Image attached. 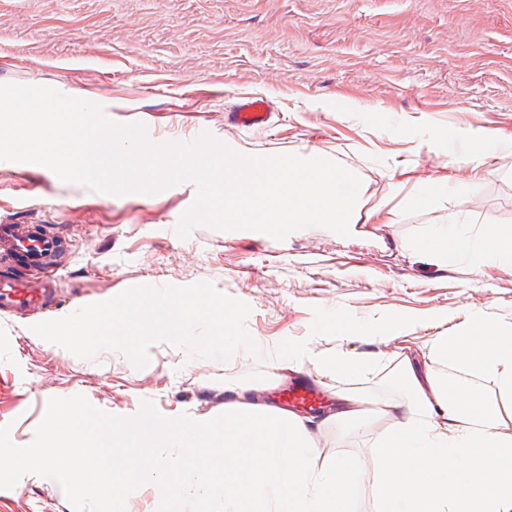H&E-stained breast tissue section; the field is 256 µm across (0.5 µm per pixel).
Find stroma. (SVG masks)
<instances>
[{"label":"stroma","mask_w":512,"mask_h":512,"mask_svg":"<svg viewBox=\"0 0 512 512\" xmlns=\"http://www.w3.org/2000/svg\"><path fill=\"white\" fill-rule=\"evenodd\" d=\"M47 86L100 105L114 122H142L161 142L209 133L249 156H326L362 180L369 206L343 237L319 227L284 240L237 229L172 233L197 197L185 181L154 195L114 196L65 183L48 168L0 161V218L51 224L71 248L60 270L58 314L139 285L212 283L248 304L245 330L274 347L380 352L379 369L340 386L391 392L400 354L422 357L435 319L482 310L512 320V272L437 265L415 252L438 224L512 225V157L486 158L477 181L449 167L462 136L512 138V0H0V83ZM266 98L262 128L225 121L240 95ZM424 182L426 210L406 198ZM369 327L410 322L407 344L379 346L318 333L336 311ZM31 323L0 315V448L36 447L44 424L78 400L104 419L151 412L162 421H224L226 388L271 396L286 373L265 360L190 355L157 343L145 367L118 350L84 360ZM386 426L336 445L371 468ZM0 512H90L56 482L0 472Z\"/></svg>","instance_id":"obj_1"}]
</instances>
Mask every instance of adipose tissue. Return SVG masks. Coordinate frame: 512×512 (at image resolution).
Masks as SVG:
<instances>
[{
    "instance_id": "1",
    "label": "adipose tissue",
    "mask_w": 512,
    "mask_h": 512,
    "mask_svg": "<svg viewBox=\"0 0 512 512\" xmlns=\"http://www.w3.org/2000/svg\"><path fill=\"white\" fill-rule=\"evenodd\" d=\"M417 247L438 259L512 271V225L431 228ZM401 317L367 329L344 312L321 334L395 340ZM430 364L403 357L396 383L407 396L345 391L321 417L284 411L246 391L224 402V423L180 417L162 422L142 414L137 425L108 421L70 402L34 448H0V468L55 478L63 494L80 490L124 512L122 489L154 490L158 512H512V321L476 310L428 345ZM446 373L434 370V363ZM392 426L369 446L375 463L364 484L357 456L323 458L315 431L337 441L373 422ZM138 449L137 463L119 456Z\"/></svg>"
}]
</instances>
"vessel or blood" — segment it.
I'll return each mask as SVG.
<instances>
[{"label": "vessel or blood", "mask_w": 512, "mask_h": 512, "mask_svg": "<svg viewBox=\"0 0 512 512\" xmlns=\"http://www.w3.org/2000/svg\"><path fill=\"white\" fill-rule=\"evenodd\" d=\"M271 116L265 100L246 96L227 120L237 127H263ZM66 247L65 237L49 225L0 221V315L31 318L56 309L59 260ZM321 399L308 385H293L279 394L284 406L311 408Z\"/></svg>", "instance_id": "1"}]
</instances>
